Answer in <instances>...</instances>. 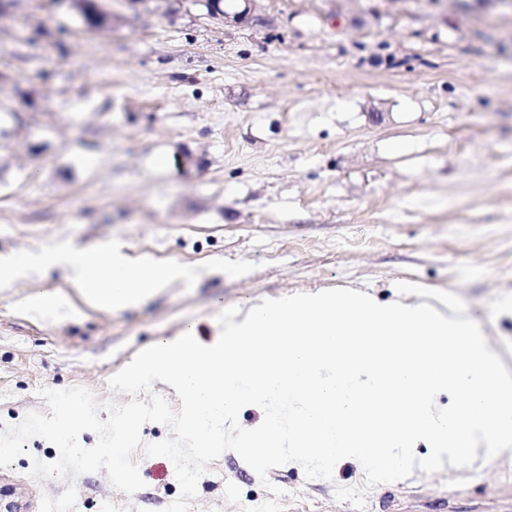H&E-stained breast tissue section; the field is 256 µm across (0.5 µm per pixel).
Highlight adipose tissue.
<instances>
[{
	"label": "adipose tissue",
	"instance_id": "1",
	"mask_svg": "<svg viewBox=\"0 0 512 512\" xmlns=\"http://www.w3.org/2000/svg\"><path fill=\"white\" fill-rule=\"evenodd\" d=\"M49 262L68 267L71 291L23 300V307L44 314L77 301L92 309H124L158 293L181 274L176 267L130 257L117 246L92 255L53 256Z\"/></svg>",
	"mask_w": 512,
	"mask_h": 512
}]
</instances>
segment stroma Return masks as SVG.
<instances>
[{"label":"stroma","instance_id":"35a3bbf8","mask_svg":"<svg viewBox=\"0 0 512 512\" xmlns=\"http://www.w3.org/2000/svg\"><path fill=\"white\" fill-rule=\"evenodd\" d=\"M90 29L68 0L0 12V255L130 256L187 273L122 310L25 311L67 289L64 266L0 288V429L45 410L40 388L82 386L129 402L109 379L141 350L218 315L320 288L397 297L395 282L453 292L512 371V7L499 0H112ZM0 469L20 512L63 480L31 475L57 448L32 437ZM127 495L80 475L76 512H163L174 466L142 457ZM287 512H354L352 458L332 480L270 469ZM240 505L224 498L226 482ZM233 451L209 465L191 512L268 499ZM366 512H512V456L414 470L366 496Z\"/></svg>","mask_w":512,"mask_h":512}]
</instances>
